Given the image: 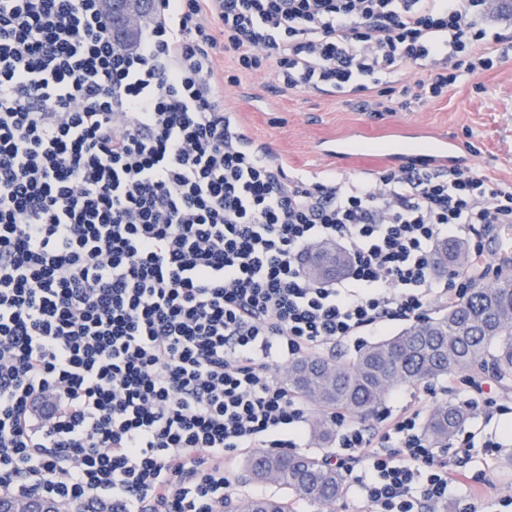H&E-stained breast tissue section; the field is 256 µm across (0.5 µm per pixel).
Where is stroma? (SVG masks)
Returning a JSON list of instances; mask_svg holds the SVG:
<instances>
[{
  "instance_id": "stroma-1",
  "label": "stroma",
  "mask_w": 512,
  "mask_h": 512,
  "mask_svg": "<svg viewBox=\"0 0 512 512\" xmlns=\"http://www.w3.org/2000/svg\"><path fill=\"white\" fill-rule=\"evenodd\" d=\"M219 63L227 77H239L238 83L220 82L215 87L225 110L234 113L258 144L260 155L284 161L290 175L351 179V172L340 161L320 153L322 142L356 131L412 125L471 141L477 149L469 163L472 171L512 185V58L479 81L457 84L443 98L381 117L360 111L354 95L282 89L275 80V64L258 73L239 75L232 56L220 55ZM469 471L493 481L496 499H510L506 512H512V446L505 444L493 453L476 449Z\"/></svg>"
}]
</instances>
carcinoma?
<instances>
[{
  "label": "carcinoma",
  "mask_w": 512,
  "mask_h": 512,
  "mask_svg": "<svg viewBox=\"0 0 512 512\" xmlns=\"http://www.w3.org/2000/svg\"><path fill=\"white\" fill-rule=\"evenodd\" d=\"M467 246L446 240L435 251V271L444 274L464 265ZM345 260L319 244L305 266L315 282L341 275ZM491 368L503 382L512 381V268L496 279L473 288L457 303L426 321L406 327L394 336L366 344L348 359L307 356L288 365V388L314 406L319 416L313 434L321 442L333 438L329 414L346 412L364 421L384 410L386 397L401 386L440 380L450 374ZM468 419V411L442 401L432 408L424 435L435 448L448 442ZM248 479L272 481L285 497H263L249 502L254 512H292L290 501L307 502L323 510L343 495L346 476L324 461L300 453L258 452L245 463Z\"/></svg>",
  "instance_id": "obj_1"
}]
</instances>
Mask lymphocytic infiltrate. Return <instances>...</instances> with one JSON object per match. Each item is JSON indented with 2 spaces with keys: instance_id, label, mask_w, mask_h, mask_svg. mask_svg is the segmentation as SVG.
I'll use <instances>...</instances> for the list:
<instances>
[{
  "instance_id": "obj_1",
  "label": "lymphocytic infiltrate",
  "mask_w": 512,
  "mask_h": 512,
  "mask_svg": "<svg viewBox=\"0 0 512 512\" xmlns=\"http://www.w3.org/2000/svg\"><path fill=\"white\" fill-rule=\"evenodd\" d=\"M512 0H151L135 44L103 0H0V493L108 512H222L231 462L305 445L294 360L422 320L493 272L512 188L418 159L375 179L290 178L214 98L218 52L276 60L287 90L350 89L366 112L439 99L512 55ZM418 71L408 79V71ZM463 240L472 271L435 275ZM339 244L341 278L305 275ZM472 419L503 415L491 391ZM403 404L333 413L329 459L368 512L455 498L470 431L435 448ZM468 254L467 246L460 240H446L438 245L435 251V271L444 274L464 265ZM440 277V275H438Z\"/></svg>"
}]
</instances>
